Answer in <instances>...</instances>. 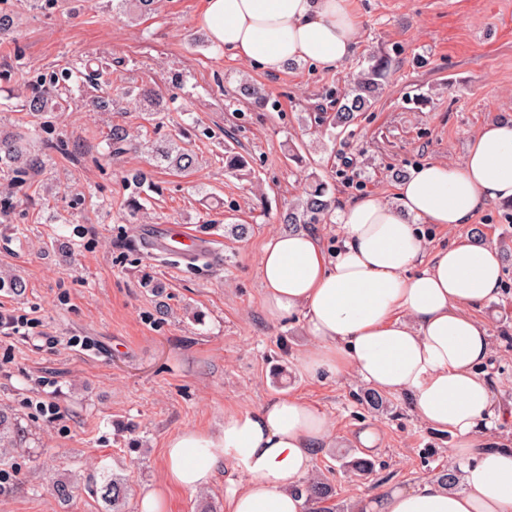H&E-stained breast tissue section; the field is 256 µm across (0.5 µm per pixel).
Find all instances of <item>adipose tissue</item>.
I'll list each match as a JSON object with an SVG mask.
<instances>
[{
    "mask_svg": "<svg viewBox=\"0 0 512 512\" xmlns=\"http://www.w3.org/2000/svg\"><path fill=\"white\" fill-rule=\"evenodd\" d=\"M200 23L218 47L268 73L299 61L333 70L358 43L350 0H203ZM485 201L512 204V118L471 136L461 164L412 170L394 201L366 195L345 206L335 255L301 231L262 248L264 309L273 319L303 315L312 340L305 371L406 395L422 422L456 439L448 454L462 469V490L424 481L375 496L366 512H512V448L479 435L512 411L495 409L478 373L490 333L470 313L498 294L502 258L470 237L429 255L419 232L467 223ZM329 434L312 405L275 399L225 415L218 434L186 430L168 441L166 482L197 490L229 469L245 480L226 489L224 512H304L293 488Z\"/></svg>",
    "mask_w": 512,
    "mask_h": 512,
    "instance_id": "adipose-tissue-1",
    "label": "adipose tissue"
}]
</instances>
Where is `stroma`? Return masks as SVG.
I'll use <instances>...</instances> for the list:
<instances>
[{
	"label": "stroma",
	"mask_w": 512,
	"mask_h": 512,
	"mask_svg": "<svg viewBox=\"0 0 512 512\" xmlns=\"http://www.w3.org/2000/svg\"><path fill=\"white\" fill-rule=\"evenodd\" d=\"M117 0H11L13 31L0 39V128L31 134L46 171L17 182L0 172V270L27 281L24 295L0 291V317L28 315L25 336L0 335V409L16 413L35 446L0 465V512H104L100 496L80 491L60 501L57 478L98 481L117 474L141 495L162 486L167 442L186 429L219 431L225 414L288 395L324 413L331 436L313 451L336 500L362 512L369 497L412 487L449 468L450 434L411 411L405 395L386 409L363 400L365 384L308 376L302 316L269 318L259 261L267 239L285 232L281 212L311 176L330 188L333 209L368 194L393 199L411 168L461 163L469 136L512 117V0H352L358 44L336 69L306 62L271 74L215 47L199 22L201 0H158L146 16L116 14ZM383 55L381 93L344 126L324 124L352 75ZM71 72L65 101L35 116L21 108L30 84ZM261 86L257 107L241 94ZM148 85L168 97L149 114L126 98ZM108 99L104 110L87 97ZM144 142L113 156V127ZM172 141L197 156L169 169L148 151ZM244 156L249 175L224 167V152ZM157 190L140 212L131 177ZM184 226L215 239L224 262L182 266L143 248V229ZM231 224L248 232L227 233ZM430 249L461 236L512 247V208L487 201L469 223L423 225ZM476 314L490 332L483 373L497 407L512 409V258L503 261L497 297ZM53 401L62 418L39 406ZM375 428L374 475L342 467L360 456L354 438ZM231 472L205 494L169 489L166 512H199L208 499L223 512Z\"/></svg>",
	"instance_id": "1"
}]
</instances>
